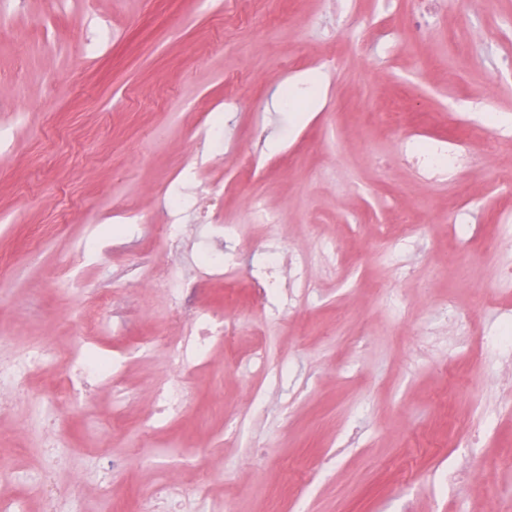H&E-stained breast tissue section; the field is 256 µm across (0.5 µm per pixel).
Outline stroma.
<instances>
[{
	"mask_svg": "<svg viewBox=\"0 0 512 512\" xmlns=\"http://www.w3.org/2000/svg\"><path fill=\"white\" fill-rule=\"evenodd\" d=\"M311 73L310 111L284 93ZM408 110L422 134L461 137L454 180L426 179L406 132L377 119ZM489 112L512 116V0H0V356L87 334L78 288L112 298L104 353L182 336L205 309L238 327L233 357L191 367L189 410L156 432L141 421L173 376L164 348L126 365L121 428L111 389L58 404L57 372L38 374L27 401L0 404V449L27 460L0 490L42 512L25 488L49 413L68 455L58 484L86 474L81 512H134L171 478L160 512H512V359L487 346L512 324V125L486 151ZM216 126L223 140L207 139ZM202 185L234 228L236 277L197 268L217 245L202 212L156 237ZM251 196L280 223H253ZM400 208L418 249L376 237ZM270 247L283 277L304 269L276 322L249 276ZM162 267L183 274L177 301L146 285Z\"/></svg>",
	"mask_w": 512,
	"mask_h": 512,
	"instance_id": "1",
	"label": "stroma"
}]
</instances>
